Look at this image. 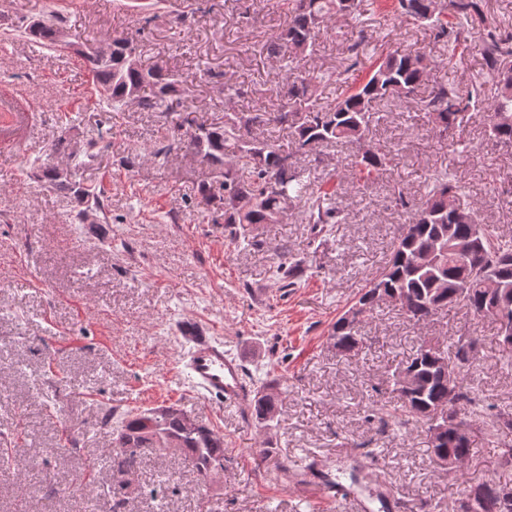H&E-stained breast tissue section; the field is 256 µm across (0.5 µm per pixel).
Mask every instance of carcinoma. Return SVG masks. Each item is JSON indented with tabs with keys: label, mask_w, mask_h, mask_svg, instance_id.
Segmentation results:
<instances>
[{
	"label": "carcinoma",
	"mask_w": 512,
	"mask_h": 512,
	"mask_svg": "<svg viewBox=\"0 0 512 512\" xmlns=\"http://www.w3.org/2000/svg\"><path fill=\"white\" fill-rule=\"evenodd\" d=\"M364 0H286L288 25L267 42V52L281 55L284 47L297 55L313 52L320 26L337 15L353 16L361 12ZM394 13L408 23L430 22L437 42L448 40L456 48L467 49L461 36L464 24L479 27L482 51L487 66L496 72L497 85L489 104L491 123L489 137L505 147H512V32L504 28L497 17L485 9L486 0H393ZM29 35L52 47L57 45L58 28L52 20L37 22ZM127 38L112 40V54L104 59L85 56L88 70L100 88L101 99L112 103V109L122 112L135 104L144 110L159 111L167 99L178 92L172 75L161 67L144 70L132 66L125 57ZM437 62L429 53L410 50L403 54L380 56L369 72L331 106H324L316 95L318 84L325 75H298L288 66V109L279 112H255L244 120L236 112L224 113V121L214 124L198 122L185 115L177 128L167 130L153 152L157 162H166L170 155L181 151L194 153L197 161L211 169L224 171V193L229 202L224 205V224L231 239L250 232L255 224L273 221L274 213L282 209L279 194L268 188L269 181L279 178L288 201H301L309 191V183L296 170L281 166L288 158L276 141L257 133L262 127H287L292 147L299 152L305 146L315 147L331 142H346L356 146L354 164L361 178L379 176L391 162L390 153L369 139L373 104L391 98L411 99L417 88L432 83L428 97L417 101L428 115L435 134L456 149L468 135V114L471 108L484 102L479 92L466 95L436 76ZM151 87L148 95L142 94ZM236 149L235 159L224 161L227 143ZM42 177L57 188L71 190L81 206L80 219L90 215L109 223L104 204V191L97 187H80L58 175L55 167L46 166ZM336 189L319 191L307 212L310 224H335L339 213L332 207ZM459 186L442 172L432 177L431 186L421 201L415 204L411 220L402 225L392 244L386 266L371 276L363 293L352 308L359 309L361 318L368 317L377 307L373 293L378 288L388 292H405L409 296L404 315L417 325L430 321L450 307L462 306L479 317H495L494 310L509 308L512 314V242L500 236L493 224H481L467 206L448 208V198H457ZM481 228L480 245L467 258L459 256L456 245L473 237ZM440 247L437 259L423 265L420 258L434 247ZM498 279L504 288L491 294L483 287L485 277ZM333 345L349 354L359 348L357 327L341 314L332 326ZM476 339L460 336L451 343V351L438 347L420 346L406 362L403 370L418 380L415 388L404 391L400 386L401 372L393 374V404H374L371 420L383 423L390 419L400 424L421 422L431 429V412L448 407L450 413H460L466 423L480 426L479 432L492 440L512 432V412L499 410L465 383L463 370L475 360ZM447 359L456 367L459 379L453 396H448V382L440 376L437 362ZM274 400L269 394L257 397L253 416L257 423L271 421ZM112 463L121 472L134 470L150 452H161V442L173 440L185 451L198 474L206 479L224 467V439L208 427L198 424L187 427L185 413L174 407H158L142 413L124 416L113 430ZM473 440L447 436L431 457L469 458ZM457 512H512L511 481H481L464 488L458 500Z\"/></svg>",
	"instance_id": "carcinoma-1"
}]
</instances>
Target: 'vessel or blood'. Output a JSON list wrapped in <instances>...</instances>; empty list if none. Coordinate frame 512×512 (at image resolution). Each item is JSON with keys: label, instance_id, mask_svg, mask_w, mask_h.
I'll list each match as a JSON object with an SVG mask.
<instances>
[{"label": "vessel or blood", "instance_id": "1", "mask_svg": "<svg viewBox=\"0 0 512 512\" xmlns=\"http://www.w3.org/2000/svg\"><path fill=\"white\" fill-rule=\"evenodd\" d=\"M184 367L199 395L232 405L241 415L251 410V389L244 378L241 361L224 349L223 343L196 337Z\"/></svg>", "mask_w": 512, "mask_h": 512}]
</instances>
